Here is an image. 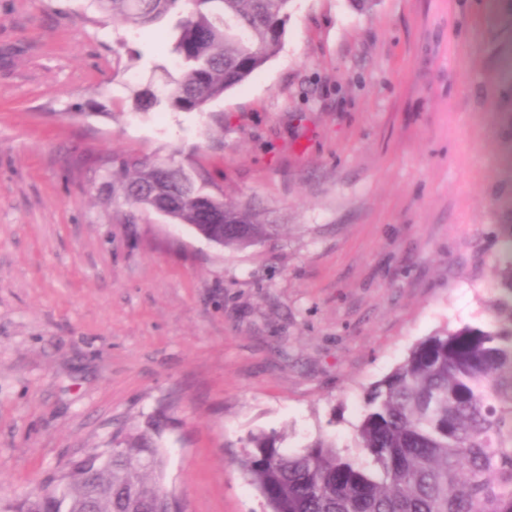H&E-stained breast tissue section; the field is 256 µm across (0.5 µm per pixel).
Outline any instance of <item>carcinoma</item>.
I'll return each instance as SVG.
<instances>
[{"instance_id":"carcinoma-1","label":"carcinoma","mask_w":512,"mask_h":512,"mask_svg":"<svg viewBox=\"0 0 512 512\" xmlns=\"http://www.w3.org/2000/svg\"><path fill=\"white\" fill-rule=\"evenodd\" d=\"M133 29L174 13L172 64L162 92L133 91L135 113L206 112L248 80L284 40L292 0H95ZM112 183L136 207L173 211L224 247L262 242L278 226L248 203L217 204L204 174L172 159H112ZM231 223H224V219ZM494 321L419 341L366 392L352 457L320 435L288 452L286 433H250L238 464L267 512H512V258L499 265ZM155 424L76 462L0 512H179L159 485Z\"/></svg>"}]
</instances>
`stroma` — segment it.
<instances>
[{"instance_id": "35a3bbf8", "label": "stroma", "mask_w": 512, "mask_h": 512, "mask_svg": "<svg viewBox=\"0 0 512 512\" xmlns=\"http://www.w3.org/2000/svg\"><path fill=\"white\" fill-rule=\"evenodd\" d=\"M208 113L134 115L171 44L93 0H0V498L160 425L181 512H263L249 433L353 443L420 340L484 326L512 241V0H292ZM200 166L278 234L219 247L112 159Z\"/></svg>"}]
</instances>
